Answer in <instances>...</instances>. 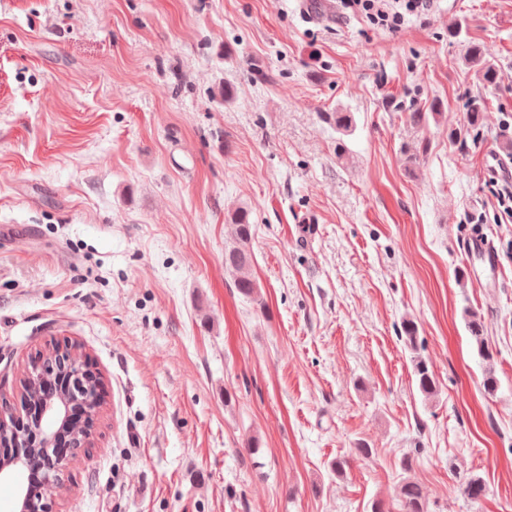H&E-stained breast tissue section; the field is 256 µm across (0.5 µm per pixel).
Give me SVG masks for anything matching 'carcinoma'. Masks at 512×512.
I'll use <instances>...</instances> for the list:
<instances>
[{
    "instance_id": "obj_1",
    "label": "carcinoma",
    "mask_w": 512,
    "mask_h": 512,
    "mask_svg": "<svg viewBox=\"0 0 512 512\" xmlns=\"http://www.w3.org/2000/svg\"><path fill=\"white\" fill-rule=\"evenodd\" d=\"M464 62L474 72L480 85V92L468 97L466 102L468 126L474 129L483 118L486 92L498 84L499 68L485 58L481 46L473 41L467 42ZM440 109L441 103L435 100L426 112L420 108L408 110L407 120L415 126L426 125L429 120L440 115ZM323 118L333 124L336 132L342 135L350 132L354 124V117L349 112H325ZM226 223L232 226L233 235L231 245L224 250V266L232 273L237 292L246 299L254 300L259 285L252 273L253 259L249 243L254 233V225L250 223L249 210L240 208L232 212ZM467 330L482 358L487 362L492 361L494 353L485 338L484 323L474 310L468 311ZM400 335L411 350H417L418 326L414 320L406 319L402 322ZM412 368L420 392L426 396L435 395L436 379L431 366L417 355L412 359ZM458 491L469 499H477L484 492V483L479 476L471 475L459 484ZM399 501L401 512H429L420 484L409 477L403 479L399 486Z\"/></svg>"
}]
</instances>
